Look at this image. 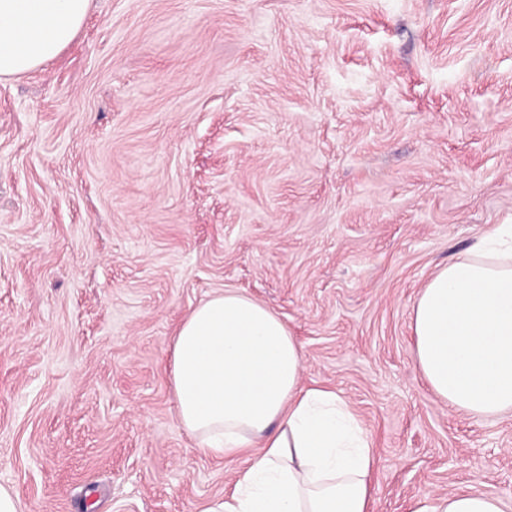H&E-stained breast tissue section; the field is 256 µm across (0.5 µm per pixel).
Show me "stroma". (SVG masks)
Instances as JSON below:
<instances>
[{"label": "stroma", "instance_id": "35a3bbf8", "mask_svg": "<svg viewBox=\"0 0 512 512\" xmlns=\"http://www.w3.org/2000/svg\"><path fill=\"white\" fill-rule=\"evenodd\" d=\"M512 222V0H91L0 79V487L21 512H205L246 457L180 426L171 339L232 289L373 442V512L482 490L512 414L431 392L411 307Z\"/></svg>", "mask_w": 512, "mask_h": 512}]
</instances>
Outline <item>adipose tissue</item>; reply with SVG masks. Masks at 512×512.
Masks as SVG:
<instances>
[{
	"label": "adipose tissue",
	"instance_id": "1",
	"mask_svg": "<svg viewBox=\"0 0 512 512\" xmlns=\"http://www.w3.org/2000/svg\"><path fill=\"white\" fill-rule=\"evenodd\" d=\"M89 0H0V78L55 59ZM414 360L442 403L482 420L512 411V224L440 267L412 306ZM302 346L265 305L211 296L172 342L180 426L207 454L249 456L214 512H370L371 440L345 399L301 384ZM410 512H503L491 492L415 497Z\"/></svg>",
	"mask_w": 512,
	"mask_h": 512
}]
</instances>
